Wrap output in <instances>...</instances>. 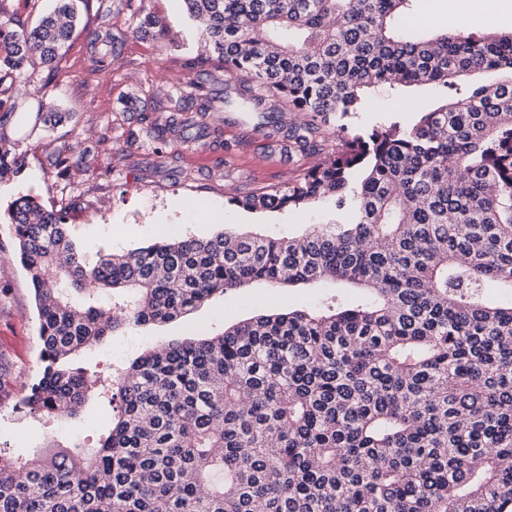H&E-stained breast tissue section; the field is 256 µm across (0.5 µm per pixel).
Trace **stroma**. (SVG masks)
Returning <instances> with one entry per match:
<instances>
[{"mask_svg":"<svg viewBox=\"0 0 512 512\" xmlns=\"http://www.w3.org/2000/svg\"><path fill=\"white\" fill-rule=\"evenodd\" d=\"M55 0H0V24L16 30L33 26ZM82 22L60 52L56 68L32 58L22 74L0 83V101H19L17 111L0 117L18 159L15 172L0 177V448L26 459L72 442L93 446L112 418V407L89 399L74 417L46 416L15 404L40 370L38 316L26 271L15 252L7 210L30 195L47 208L66 212L70 234L88 260L106 250L123 251L165 237H206L232 226L278 238L321 224L333 213L323 201L306 208L248 211L231 202L238 188L287 182L321 163L336 146L335 124L320 125L314 151L289 146L287 131L269 134L262 116L234 102L213 113L221 129L222 151L174 150L154 136L166 114L149 89H170L195 79L197 71L216 77L217 92L236 87L224 65L205 47L202 30L187 16L182 0H145L144 10L112 17L102 40L112 54L109 72L95 71V29L111 0H75ZM471 30H512V0H499L487 21L482 0H416L400 21L409 33L424 32L421 15L437 28H453L449 8ZM44 86L48 102L70 118L59 125H35L39 108L30 94ZM442 97L439 87L382 89L370 93L355 127L369 131L387 121L415 122ZM77 160L69 177L57 176L58 156ZM329 288H252L225 293L175 321L130 330L82 351L76 365L108 374L113 365L147 346L173 339L209 336L225 325L273 308L317 306Z\"/></svg>","mask_w":512,"mask_h":512,"instance_id":"stroma-1","label":"stroma"}]
</instances>
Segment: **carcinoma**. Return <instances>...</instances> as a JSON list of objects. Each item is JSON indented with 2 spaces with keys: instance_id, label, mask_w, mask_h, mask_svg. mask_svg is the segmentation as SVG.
I'll return each mask as SVG.
<instances>
[{
  "instance_id": "cac0c4a2",
  "label": "carcinoma",
  "mask_w": 512,
  "mask_h": 512,
  "mask_svg": "<svg viewBox=\"0 0 512 512\" xmlns=\"http://www.w3.org/2000/svg\"><path fill=\"white\" fill-rule=\"evenodd\" d=\"M415 0H183L240 82L242 105L312 147L338 149L291 179L234 196L248 211L335 204V218L271 238L225 230L86 261L66 214L31 196L8 213L38 313L41 369L19 404L73 416L91 393L120 402L87 455L0 451V512H512V31L404 36ZM245 23L231 25L230 18ZM72 0L0 30V73L56 61ZM498 71L502 80L465 78ZM167 93L162 139L207 126L208 83ZM378 85L447 92L411 126L346 119ZM42 111L65 113L33 87ZM0 130V176L16 164ZM357 289L319 310H273L216 336L147 348L102 378L85 347L182 317L227 290L297 283Z\"/></svg>"
}]
</instances>
